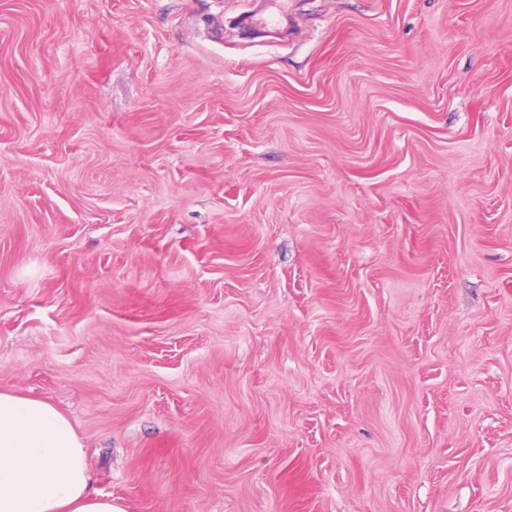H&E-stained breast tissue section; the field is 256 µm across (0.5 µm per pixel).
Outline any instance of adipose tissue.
<instances>
[{"mask_svg": "<svg viewBox=\"0 0 512 512\" xmlns=\"http://www.w3.org/2000/svg\"><path fill=\"white\" fill-rule=\"evenodd\" d=\"M0 512H125L91 488L84 443L51 403L0 392Z\"/></svg>", "mask_w": 512, "mask_h": 512, "instance_id": "1", "label": "adipose tissue"}]
</instances>
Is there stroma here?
<instances>
[{
    "mask_svg": "<svg viewBox=\"0 0 512 512\" xmlns=\"http://www.w3.org/2000/svg\"><path fill=\"white\" fill-rule=\"evenodd\" d=\"M0 390L125 512H512V0H0Z\"/></svg>",
    "mask_w": 512,
    "mask_h": 512,
    "instance_id": "1",
    "label": "stroma"
}]
</instances>
